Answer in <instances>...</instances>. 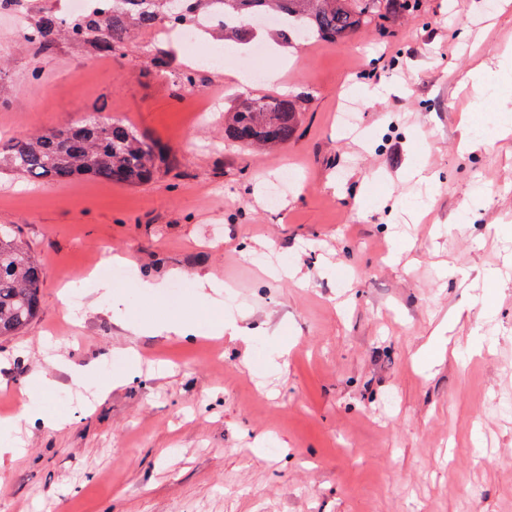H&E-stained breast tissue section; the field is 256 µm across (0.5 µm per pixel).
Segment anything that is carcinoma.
Returning a JSON list of instances; mask_svg holds the SVG:
<instances>
[{"label":"carcinoma","instance_id":"cac0c4a2","mask_svg":"<svg viewBox=\"0 0 512 512\" xmlns=\"http://www.w3.org/2000/svg\"><path fill=\"white\" fill-rule=\"evenodd\" d=\"M402 12L409 0H180L170 9L165 0H117L112 12L91 14L71 25L55 11L29 23L25 44L42 51L59 37L82 42L99 55L112 56L134 34L153 33L169 20L190 21L197 14H222L234 23L224 38L251 40L248 21L275 15L288 21L281 35L297 40L303 32L316 39L346 40L365 29L381 8ZM302 122L297 103L263 95L245 97L224 116V139L245 148L273 150L295 139ZM167 151L130 124L90 117L77 125L21 133L0 147V169L42 182L68 183L88 177L108 184L137 185L166 171ZM42 267L21 244L10 224H0V337L14 336L29 325L41 306Z\"/></svg>","mask_w":512,"mask_h":512}]
</instances>
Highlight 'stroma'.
<instances>
[{
	"label": "stroma",
	"instance_id": "obj_1",
	"mask_svg": "<svg viewBox=\"0 0 512 512\" xmlns=\"http://www.w3.org/2000/svg\"><path fill=\"white\" fill-rule=\"evenodd\" d=\"M502 2L418 0L341 42L279 41L274 80L227 65L195 68L185 85L177 43L174 73L158 76L147 35L99 61L64 39L0 51V130L109 116L171 157L139 186L0 173V224L43 269L38 316L0 338V419L18 418L22 448L0 463V512H512V278L482 282L512 266V137L459 148L473 106L461 80L498 72L512 46ZM349 90L352 130L338 124ZM258 95L299 104L286 148L225 143V111ZM419 162L439 184L421 221ZM466 207L470 222H456ZM116 255L126 274L109 294L61 297ZM271 263L298 279L269 278ZM200 269L226 285L220 313L264 335L135 336L88 308L196 317ZM144 278L162 299L142 293ZM434 341L443 357L415 364ZM129 346L163 372L103 400L61 408L49 396L58 429L23 416L33 373L92 391ZM55 355L97 363L96 377L74 383Z\"/></svg>",
	"mask_w": 512,
	"mask_h": 512
}]
</instances>
